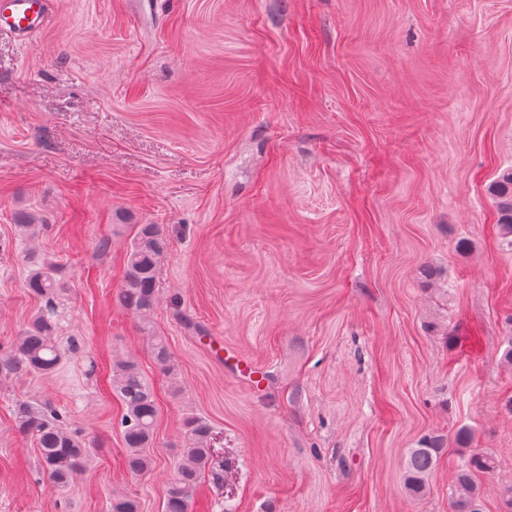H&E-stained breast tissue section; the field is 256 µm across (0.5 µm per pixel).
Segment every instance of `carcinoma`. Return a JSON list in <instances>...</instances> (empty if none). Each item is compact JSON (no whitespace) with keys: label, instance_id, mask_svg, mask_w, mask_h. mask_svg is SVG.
Returning a JSON list of instances; mask_svg holds the SVG:
<instances>
[{"label":"carcinoma","instance_id":"carcinoma-1","mask_svg":"<svg viewBox=\"0 0 512 512\" xmlns=\"http://www.w3.org/2000/svg\"><path fill=\"white\" fill-rule=\"evenodd\" d=\"M497 211V227L505 241L512 245V168L503 170L490 184ZM168 250L167 238L158 224H137L125 253L124 285L120 305L132 312L148 327L149 316L157 301V282L161 262ZM27 287L44 301V307L33 316L11 347L0 353V376H46L56 370L62 359L57 343L54 298L64 283L55 264L26 255ZM154 357L161 371L171 378L173 394L180 392L174 365L166 344L158 339ZM112 392L122 402V437L128 469L134 474L147 471L158 417L153 387L132 359L116 360L111 369ZM18 428L36 438L42 466L55 488L66 487L83 470L89 456L88 444L76 429L59 424L58 415L46 407L39 411L24 409L17 420ZM185 441L180 448L181 462L169 482L164 512H188L201 477L212 455L211 430L196 417L185 419ZM442 451L438 435H425L417 447L409 449L405 461L407 489L414 497L425 492V480L435 468ZM496 467L494 456L472 454L457 466L454 476L453 512H483L482 496L475 481L479 473ZM110 512H140L139 502L129 496L114 497Z\"/></svg>","mask_w":512,"mask_h":512}]
</instances>
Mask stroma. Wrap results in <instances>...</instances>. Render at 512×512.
Masks as SVG:
<instances>
[{"instance_id": "obj_1", "label": "stroma", "mask_w": 512, "mask_h": 512, "mask_svg": "<svg viewBox=\"0 0 512 512\" xmlns=\"http://www.w3.org/2000/svg\"><path fill=\"white\" fill-rule=\"evenodd\" d=\"M51 8L0 35V351L41 306L29 252L57 265L78 349L0 379V512H109L116 495L164 512L189 416L224 470L190 512H453L474 452L497 460L476 477L485 512H512V246L488 191L512 167V0ZM135 224L168 239L146 329L118 301ZM125 357L159 408L143 475L110 383ZM45 401L91 445L62 489L15 425ZM428 433L445 443L415 498L405 457ZM153 351L154 357L161 371L171 378L173 394H178L180 392V387L177 383L174 365L172 364L166 344L161 339L156 340Z\"/></svg>"}]
</instances>
